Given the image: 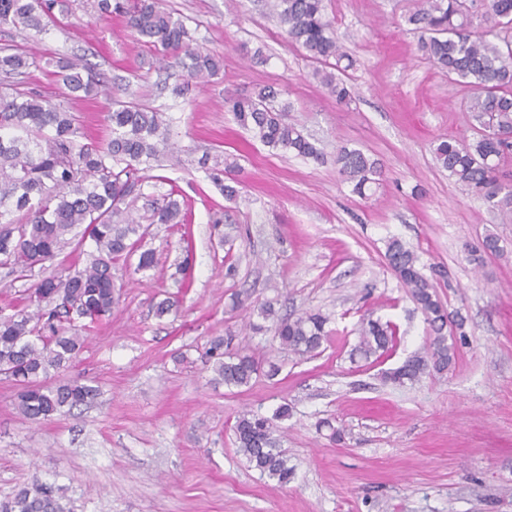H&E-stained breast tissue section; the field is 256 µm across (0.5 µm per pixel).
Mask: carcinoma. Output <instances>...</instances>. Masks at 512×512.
<instances>
[{"label":"carcinoma","instance_id":"obj_1","mask_svg":"<svg viewBox=\"0 0 512 512\" xmlns=\"http://www.w3.org/2000/svg\"><path fill=\"white\" fill-rule=\"evenodd\" d=\"M55 0H0V26L41 30L54 20ZM102 15L118 14L153 55L168 67L204 79L221 69L220 59L193 46L184 21L163 7L161 0H97ZM273 11L284 38L319 65L315 77L335 98L348 105L352 91L336 76L352 67L336 41L324 0H273ZM420 32V47L448 72V82L468 88L469 111L478 137L471 142L450 138L437 144L436 160L448 176L484 199L491 208L512 215V185L499 182L497 172L512 153V0H423L408 17ZM39 65L35 54L16 42L0 46V267L16 279L33 275L71 242L84 267L74 263L46 276L26 290L13 313L0 314V374L19 387L16 409L31 420L48 419L64 409L87 402L96 389L76 381L55 386L43 380L60 373L82 351L85 337L68 333L67 325L82 321L90 332L118 303L112 274L115 264L139 253L137 270L158 265L156 251L143 248L134 219L121 223L126 199L149 179L157 144L168 140L161 113L135 102H119L107 114L109 135L87 138L77 116L50 105L35 91L10 77ZM56 76L72 94L88 96L99 80L88 63L57 62ZM281 92L263 87L252 96L231 102L230 111L242 126L268 147L291 150L319 160L322 152L300 130L284 122L288 104ZM336 165L361 197L382 180L380 163L360 149L342 147ZM181 206L172 194L153 201L154 224H181ZM388 267L422 311L433 338L428 348L382 373L385 383L403 386L425 375L443 373L455 364L456 345L444 330L448 311L433 283L418 264L413 248L400 239L388 243ZM327 317L304 312L279 318L275 326L278 350L299 359L315 356L328 337ZM396 328L372 322L362 331L357 351L365 358L381 356L395 343ZM216 336L206 357L215 380L227 387H244L259 373L260 364L248 349L224 350ZM289 407L272 417L241 413L234 424L235 444L247 462L282 485L294 476L281 448L277 420L288 418ZM0 512H67L52 487L33 483L18 487L0 500Z\"/></svg>","mask_w":512,"mask_h":512}]
</instances>
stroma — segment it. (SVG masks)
<instances>
[{
    "mask_svg": "<svg viewBox=\"0 0 512 512\" xmlns=\"http://www.w3.org/2000/svg\"><path fill=\"white\" fill-rule=\"evenodd\" d=\"M419 0H325L326 15L353 65L344 78L349 106L314 78V66L288 44L267 0H164L220 73L175 95L184 72L156 71L124 17L99 19L97 0H56L57 19L29 31L41 59L25 81L52 105L74 112L82 132L106 133L111 98L163 112L178 157L160 154L153 180L130 207L148 216L150 199L186 202L187 223L146 227L156 269L118 267L120 301L89 333L72 379L98 394L70 415L28 420L17 388L0 376V497L38 481L59 488L70 512H512V219L449 178L434 146L477 131L468 89L450 84L422 55L407 18ZM262 59H254L255 50ZM94 64L110 93L70 99L54 72L60 58ZM283 89L287 123L324 149L303 159L255 139L226 100L259 87ZM375 155L383 177L360 197L333 162L338 146ZM237 164L228 200L210 177L216 162ZM495 233L503 252L473 253ZM410 244L434 278L450 314L457 360L447 372L406 387L380 373L423 351L432 338L424 315L385 259L390 239ZM192 261V284L178 271ZM174 296L176 312L156 317ZM278 315L318 310L331 335L310 359L277 350ZM390 321L397 343L380 358L355 352L363 321ZM260 332L243 335L247 322ZM215 336L249 340L260 360L281 366L250 386L212 384L204 353ZM282 447L295 475L285 486L261 476L234 444L246 409L272 415L281 404ZM344 432L333 443L331 428Z\"/></svg>",
    "mask_w": 512,
    "mask_h": 512,
    "instance_id": "stroma-1",
    "label": "stroma"
}]
</instances>
